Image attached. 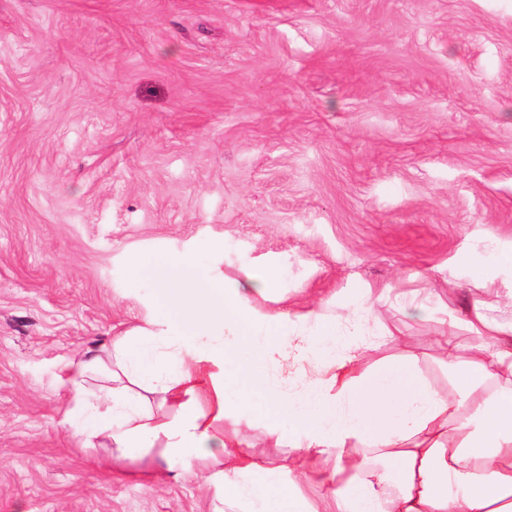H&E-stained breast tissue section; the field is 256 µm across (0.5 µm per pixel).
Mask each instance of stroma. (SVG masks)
<instances>
[{
  "mask_svg": "<svg viewBox=\"0 0 512 512\" xmlns=\"http://www.w3.org/2000/svg\"><path fill=\"white\" fill-rule=\"evenodd\" d=\"M510 248L512 0H0V512H213L203 465L60 423L63 365L146 324L128 253L387 289L366 329L444 388L440 315L482 278L512 321Z\"/></svg>",
  "mask_w": 512,
  "mask_h": 512,
  "instance_id": "1",
  "label": "stroma"
}]
</instances>
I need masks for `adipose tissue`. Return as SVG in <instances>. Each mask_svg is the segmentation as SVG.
<instances>
[{
  "label": "adipose tissue",
  "mask_w": 512,
  "mask_h": 512,
  "mask_svg": "<svg viewBox=\"0 0 512 512\" xmlns=\"http://www.w3.org/2000/svg\"><path fill=\"white\" fill-rule=\"evenodd\" d=\"M126 266L135 282L147 267L164 271L161 299L137 335L113 336L65 364L62 421L84 447L104 438L127 456L158 446L171 470L209 462L223 512H512V324L489 316L490 301L448 318L436 342L451 373L443 391L407 351L363 370L379 345H396L390 328L338 353L335 316L268 308L276 266L235 281L200 269L192 251L132 252ZM198 279L205 288H195ZM461 323L477 339L465 358L454 341ZM286 355L304 368L297 395L270 374ZM103 373L111 387L88 388ZM151 392L174 414H156ZM243 423L301 454V478L329 471L335 484L323 510L292 491L279 465L225 441L224 428Z\"/></svg>",
  "instance_id": "obj_1"
}]
</instances>
